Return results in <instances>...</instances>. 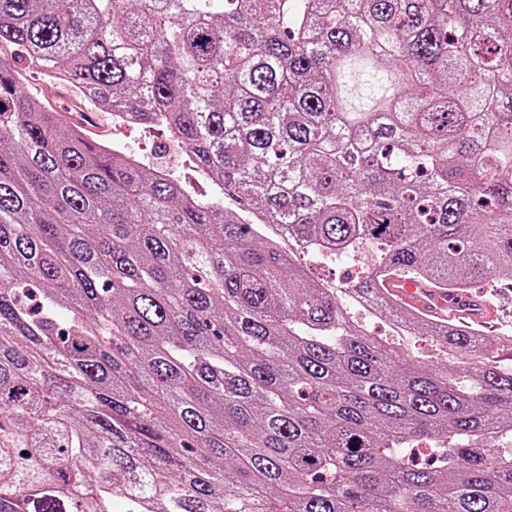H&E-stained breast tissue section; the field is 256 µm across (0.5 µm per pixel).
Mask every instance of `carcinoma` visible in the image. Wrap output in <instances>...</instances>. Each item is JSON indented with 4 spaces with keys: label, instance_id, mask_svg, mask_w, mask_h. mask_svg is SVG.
Returning <instances> with one entry per match:
<instances>
[{
    "label": "carcinoma",
    "instance_id": "carcinoma-1",
    "mask_svg": "<svg viewBox=\"0 0 512 512\" xmlns=\"http://www.w3.org/2000/svg\"><path fill=\"white\" fill-rule=\"evenodd\" d=\"M3 45L0 512H512V336L383 287L512 280V0H0ZM18 71L20 72L19 81L20 84H23L25 90L30 92L33 97H37L42 99L45 102V98H47L55 89L57 84H47L43 80V74H41L37 70L24 68V64L20 65ZM34 86L42 87L40 91H37ZM88 105L97 111L94 125L101 131L98 132L99 134L85 130L84 132L96 141L111 143L116 149L118 148L112 143L113 139L125 142L140 157L146 169L164 167L174 171L182 184L200 198H210L217 190L216 186L197 173L185 154L175 149L168 133L162 128L139 126L135 129L119 130L115 127L109 112H101L90 104ZM358 261H347L344 263H333L327 265L317 264L312 267L313 275L324 281L339 284Z\"/></svg>",
    "mask_w": 512,
    "mask_h": 512
}]
</instances>
